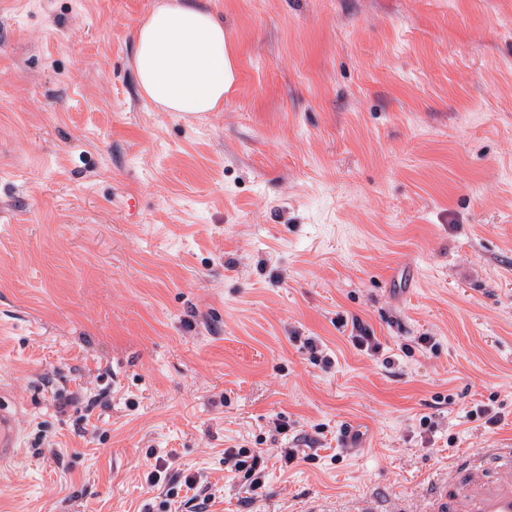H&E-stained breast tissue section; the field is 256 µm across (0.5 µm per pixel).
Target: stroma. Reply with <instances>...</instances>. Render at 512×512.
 Listing matches in <instances>:
<instances>
[{
	"label": "stroma",
	"mask_w": 512,
	"mask_h": 512,
	"mask_svg": "<svg viewBox=\"0 0 512 512\" xmlns=\"http://www.w3.org/2000/svg\"><path fill=\"white\" fill-rule=\"evenodd\" d=\"M157 2L0 0V512H428L512 439V0H202L194 118L135 83ZM23 428L15 404L0 394V464L16 460L22 453ZM248 451H240L237 453L229 451L227 454L224 453V464H231L230 469L240 472L246 468V473L250 478H252V488L258 489L262 486V470L260 469V455H247ZM244 456V459L240 457ZM250 459V462L249 460ZM249 462V464H248Z\"/></svg>",
	"instance_id": "stroma-1"
}]
</instances>
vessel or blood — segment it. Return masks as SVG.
<instances>
[{
  "label": "vessel or blood",
  "mask_w": 512,
  "mask_h": 512,
  "mask_svg": "<svg viewBox=\"0 0 512 512\" xmlns=\"http://www.w3.org/2000/svg\"><path fill=\"white\" fill-rule=\"evenodd\" d=\"M22 448L18 410L0 394V464L16 460ZM429 495L431 512H512V448H489L482 456L457 459Z\"/></svg>",
  "instance_id": "obj_1"
}]
</instances>
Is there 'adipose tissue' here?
<instances>
[{"label": "adipose tissue", "mask_w": 512, "mask_h": 512, "mask_svg": "<svg viewBox=\"0 0 512 512\" xmlns=\"http://www.w3.org/2000/svg\"><path fill=\"white\" fill-rule=\"evenodd\" d=\"M133 71L159 111L198 115L223 107L237 66L224 25L197 0H160L136 26Z\"/></svg>", "instance_id": "adipose-tissue-1"}]
</instances>
